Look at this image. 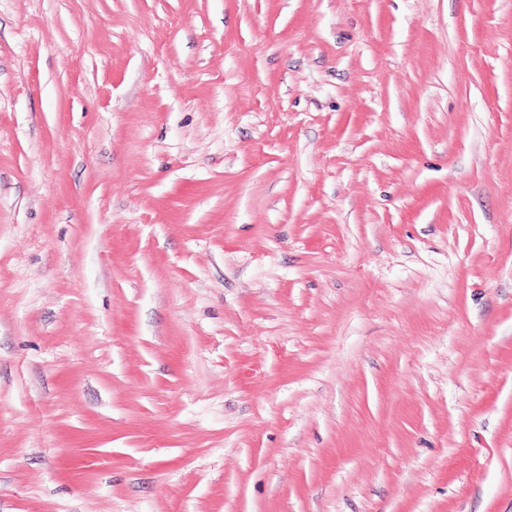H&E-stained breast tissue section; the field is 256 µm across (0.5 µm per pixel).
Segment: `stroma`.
Instances as JSON below:
<instances>
[{
	"label": "stroma",
	"instance_id": "1",
	"mask_svg": "<svg viewBox=\"0 0 512 512\" xmlns=\"http://www.w3.org/2000/svg\"><path fill=\"white\" fill-rule=\"evenodd\" d=\"M0 512H512V0H0Z\"/></svg>",
	"mask_w": 512,
	"mask_h": 512
}]
</instances>
